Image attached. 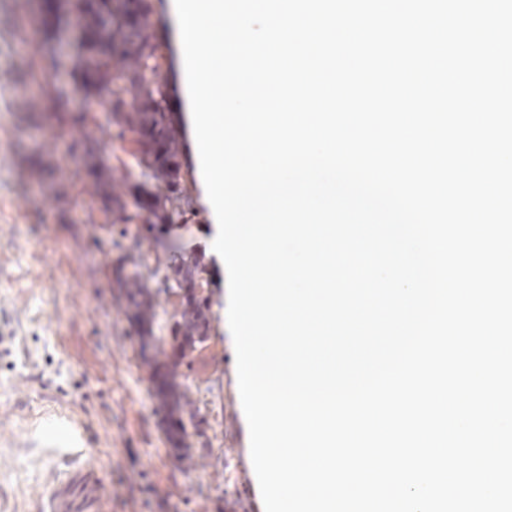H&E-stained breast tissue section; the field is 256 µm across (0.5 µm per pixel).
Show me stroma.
I'll return each mask as SVG.
<instances>
[{
    "instance_id": "1",
    "label": "stroma",
    "mask_w": 512,
    "mask_h": 512,
    "mask_svg": "<svg viewBox=\"0 0 512 512\" xmlns=\"http://www.w3.org/2000/svg\"><path fill=\"white\" fill-rule=\"evenodd\" d=\"M152 4L163 80L176 87L171 0ZM33 35L25 0H0V512H250L244 503L257 489L224 331V269L208 252L201 191L191 192L193 222L171 233L204 252L214 279L212 331L186 379L204 430L190 438L197 465L186 472L169 453L136 338L104 273L105 256L135 255V241L87 223L80 201L62 222L59 203L26 170L31 147L74 168L66 141L23 120L39 98L18 78ZM64 415L85 424L66 446L45 435Z\"/></svg>"
}]
</instances>
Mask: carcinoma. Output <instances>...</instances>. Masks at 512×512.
<instances>
[{
    "mask_svg": "<svg viewBox=\"0 0 512 512\" xmlns=\"http://www.w3.org/2000/svg\"><path fill=\"white\" fill-rule=\"evenodd\" d=\"M60 0H43L40 13L33 15L30 25L39 35L40 43L25 69L19 72L22 82H37L41 101L28 105V122L46 126L56 137L70 143L73 153L82 156L85 171L77 173L79 194L88 201L90 212L100 211L125 236L129 224L140 225L144 238L155 237L159 230L184 219L186 187L182 174L180 139L169 123L168 101L159 82L162 56L151 42L148 13L136 14L130 0H82L79 9L83 19V35L56 66L64 68L69 82H46L42 60L54 57L53 49L61 41L62 28L58 10ZM110 88L112 138L125 143L124 150L138 157L140 177L129 176L117 181L114 171L125 166L121 158H112L104 150L94 151L88 144L93 137L89 129L91 110L70 108L71 94L78 89L82 98L91 103L105 88ZM147 141L156 138L162 148L146 151L138 138ZM29 176L53 188L58 203L67 205L71 185L61 179L60 169L37 151L26 157ZM131 263L125 255L105 262V274L110 286L118 289V303L135 334L157 342L154 354L142 359L149 379H154L159 368L170 358L169 350L180 352L181 363L190 367L200 360L203 345L210 336L213 313L210 295L193 293L176 302L166 335H156L160 306L159 291L150 287L148 280L127 272ZM207 273L202 259L170 244L167 261V279L172 288L194 281ZM195 401L191 388L183 387L174 394L172 412L181 414L193 409ZM174 447L175 458L182 469L193 466L191 446L187 434L167 428Z\"/></svg>",
    "mask_w": 512,
    "mask_h": 512,
    "instance_id": "cac0c4a2",
    "label": "carcinoma"
}]
</instances>
